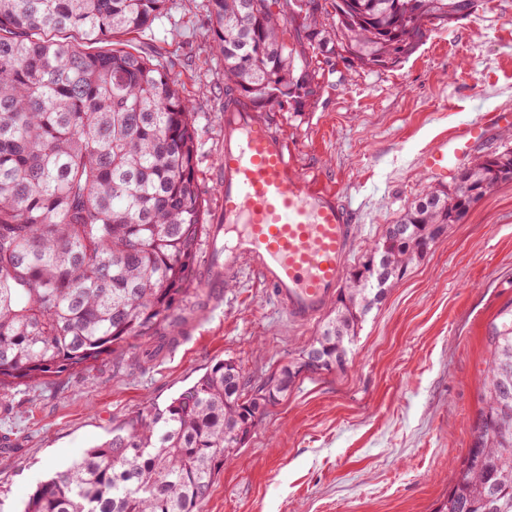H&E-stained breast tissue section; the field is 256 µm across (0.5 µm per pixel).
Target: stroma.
Wrapping results in <instances>:
<instances>
[{
	"instance_id": "stroma-1",
	"label": "stroma",
	"mask_w": 512,
	"mask_h": 512,
	"mask_svg": "<svg viewBox=\"0 0 512 512\" xmlns=\"http://www.w3.org/2000/svg\"><path fill=\"white\" fill-rule=\"evenodd\" d=\"M208 0H167L151 27L128 38L161 56L196 112L198 170L209 209L219 197L224 59L211 47ZM316 96L272 113L307 181L336 189L360 226L350 254L367 245L434 178L420 156L443 136L485 121L470 150L512 148V0H480L451 25L428 26L388 69L319 63ZM512 302V182L499 185L449 227L367 316L344 371L299 379L214 481L200 512H434L448 469L471 441L481 406L486 336ZM183 336L130 340L143 368L103 358L50 384L12 395L9 462L0 465V512H21L37 484L108 438L113 419L165 406L216 361L234 358L248 384L287 365L320 325L289 324L250 273L181 305Z\"/></svg>"
}]
</instances>
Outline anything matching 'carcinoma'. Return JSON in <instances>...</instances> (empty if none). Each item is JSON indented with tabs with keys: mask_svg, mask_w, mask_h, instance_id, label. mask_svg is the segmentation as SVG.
<instances>
[{
	"mask_svg": "<svg viewBox=\"0 0 512 512\" xmlns=\"http://www.w3.org/2000/svg\"><path fill=\"white\" fill-rule=\"evenodd\" d=\"M167 0H0V392L105 355L134 338L181 333L197 292L208 208L195 112L163 63L120 47ZM209 0L224 58V104L263 115L311 98L309 57L348 67L398 64L427 25H451L480 0ZM297 26L286 39L287 26ZM110 43L90 52L86 44ZM512 149L475 158L385 226L340 288L317 336L250 386L216 361L164 407L126 416L111 437L40 482L22 512H199L215 477L268 408L306 372L341 370L365 317L408 268L502 183ZM409 225L396 239L391 228ZM474 437L448 471L435 512H512V309L487 334Z\"/></svg>",
	"mask_w": 512,
	"mask_h": 512,
	"instance_id": "carcinoma-1",
	"label": "carcinoma"
}]
</instances>
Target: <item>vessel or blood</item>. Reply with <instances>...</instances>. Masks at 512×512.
<instances>
[{
	"label": "vessel or blood",
	"instance_id": "vessel-or-blood-1",
	"mask_svg": "<svg viewBox=\"0 0 512 512\" xmlns=\"http://www.w3.org/2000/svg\"><path fill=\"white\" fill-rule=\"evenodd\" d=\"M483 127L440 139L421 157L444 175ZM220 198L207 240L202 285L219 299L225 283L251 271L288 321L304 326L335 299L358 228L337 192L308 183L284 137L252 112H224Z\"/></svg>",
	"mask_w": 512,
	"mask_h": 512
}]
</instances>
